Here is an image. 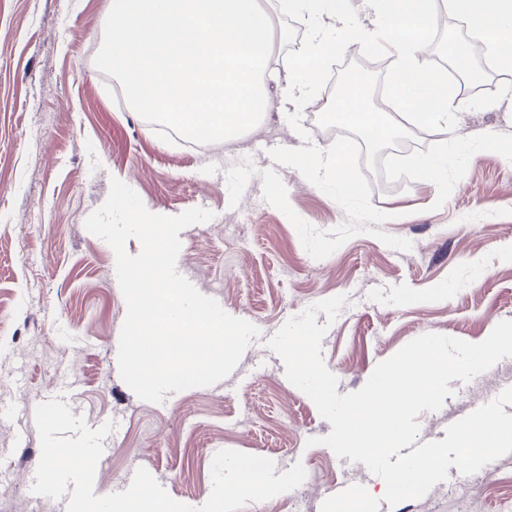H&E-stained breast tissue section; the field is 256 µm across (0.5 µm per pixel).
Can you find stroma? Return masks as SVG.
<instances>
[{"label":"stroma","mask_w":512,"mask_h":512,"mask_svg":"<svg viewBox=\"0 0 512 512\" xmlns=\"http://www.w3.org/2000/svg\"><path fill=\"white\" fill-rule=\"evenodd\" d=\"M108 13L109 0H0V512H66L31 486L40 459L35 409L67 385L73 415L92 429L113 425L94 485L99 496L122 491L127 473L143 467L175 500L204 504L212 459L231 449L269 455L280 473L298 462L307 472L298 488L241 512H294L300 501L320 512L353 484L380 498L379 512H501L512 502V453L468 479L450 467L421 499L383 502L384 481L363 463L308 446L332 426L287 380L266 342L305 308L346 296L335 322L317 316L328 327L323 359L343 395L422 334L477 343L512 319V75L485 74V90L464 97L451 141L386 113L399 130L363 149L360 168L372 206L391 215L382 231L413 248L401 252L359 234L316 260L290 220L264 201L260 176L275 168L292 208L317 229L345 222L340 205L268 155L303 144L283 113L275 75L288 69L304 78L309 20L274 16L284 37L265 80L272 106L260 124L191 150L141 118L118 80L95 67ZM434 31L419 59L443 72L449 44L469 36L444 10ZM345 59L370 89L394 68L378 48L355 47ZM245 157L259 173L233 208L225 172ZM436 157L442 168L423 177L421 164ZM114 177L151 212H213L180 232L177 270L259 330L230 376L166 393L158 404L138 398L119 375L126 302L115 254L84 226ZM449 386L440 410L419 415V442L444 439L450 424L512 387V358Z\"/></svg>","instance_id":"stroma-1"}]
</instances>
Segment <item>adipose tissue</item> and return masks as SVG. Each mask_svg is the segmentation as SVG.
Returning a JSON list of instances; mask_svg holds the SVG:
<instances>
[{
	"label": "adipose tissue",
	"mask_w": 512,
	"mask_h": 512,
	"mask_svg": "<svg viewBox=\"0 0 512 512\" xmlns=\"http://www.w3.org/2000/svg\"><path fill=\"white\" fill-rule=\"evenodd\" d=\"M371 16L370 25L358 22L351 0H277L280 13L294 16H316L320 25L311 27L306 51L319 60L330 49L345 48L353 43L377 46L387 40L398 68L393 79L395 109L407 113L415 122H423L443 134L455 136L454 116L460 101L447 89L440 72L420 66L416 61L417 45L431 29L437 0H364ZM454 7L477 30L493 33L491 49L499 64L512 68V0H451ZM328 109L336 113L361 116L367 131L380 136H393L394 125L377 120L366 104L362 86L349 83L338 99L328 101Z\"/></svg>",
	"instance_id": "1"
}]
</instances>
